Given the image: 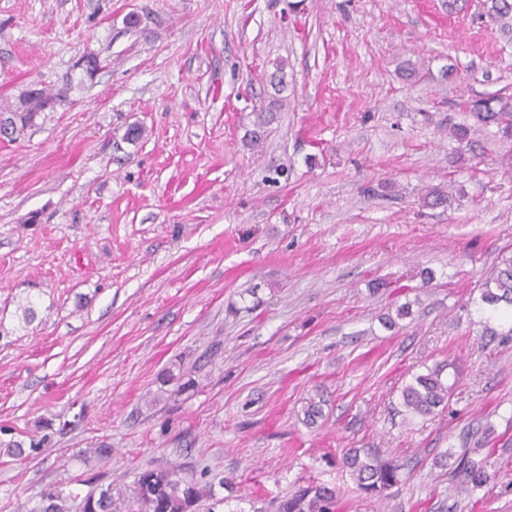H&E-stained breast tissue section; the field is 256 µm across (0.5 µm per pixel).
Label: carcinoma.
Segmentation results:
<instances>
[{
  "instance_id": "obj_1",
  "label": "carcinoma",
  "mask_w": 512,
  "mask_h": 512,
  "mask_svg": "<svg viewBox=\"0 0 512 512\" xmlns=\"http://www.w3.org/2000/svg\"><path fill=\"white\" fill-rule=\"evenodd\" d=\"M278 101H269L259 114L257 130L252 138L262 137L261 129L274 118ZM472 124H459L451 129L452 137L460 144L472 142L471 134L480 127L495 125L505 137H512V96H492L472 102L469 106ZM481 301L496 307L504 303L512 307V252L501 256L496 268L483 284ZM161 383H179V392L192 390L196 381L166 371ZM451 387L443 378V368L436 366L414 376L401 390L402 405L406 411L426 418L439 409L447 408ZM482 445L466 448L460 454L444 452L437 464L448 468V478L457 489L474 495L494 482L496 474L489 471L487 459L481 456ZM342 466L354 479L358 490L369 496L383 497L403 480L401 467L391 460L359 448H351L342 457ZM212 500L207 512L229 502L216 497L213 486L201 484L194 477H184L180 471L147 467L143 469L129 497L130 512H199L203 501ZM337 496L330 488L311 484L288 494L280 500L278 512H336ZM112 485L100 484L82 499L81 512H114ZM60 496L45 492L38 512H65Z\"/></svg>"
}]
</instances>
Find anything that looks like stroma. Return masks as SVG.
Here are the masks:
<instances>
[{"label":"stroma","mask_w":512,"mask_h":512,"mask_svg":"<svg viewBox=\"0 0 512 512\" xmlns=\"http://www.w3.org/2000/svg\"><path fill=\"white\" fill-rule=\"evenodd\" d=\"M31 88L54 104L0 141V440L49 441L0 447V512L50 490L80 512L98 482L126 512L142 469L175 464L245 512L313 482L338 512H512V307L480 300L512 248V138L451 135L512 96V19L484 0H0V113ZM432 187L450 205L424 206ZM440 363L447 408L407 414L402 387ZM480 439L498 480L473 498L433 460ZM351 448L406 481L366 496Z\"/></svg>","instance_id":"1"}]
</instances>
